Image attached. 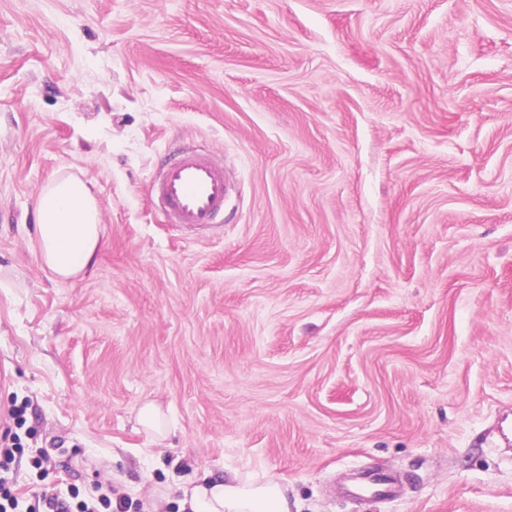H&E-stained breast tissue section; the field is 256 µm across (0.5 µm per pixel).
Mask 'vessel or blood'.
I'll return each instance as SVG.
<instances>
[{"label": "vessel or blood", "mask_w": 512, "mask_h": 512, "mask_svg": "<svg viewBox=\"0 0 512 512\" xmlns=\"http://www.w3.org/2000/svg\"><path fill=\"white\" fill-rule=\"evenodd\" d=\"M229 191L223 164L213 154L193 150L174 154L151 185V195L167 222L191 226L221 223ZM394 489L392 479L370 476L356 481L350 492L355 496L386 497Z\"/></svg>", "instance_id": "obj_1"}]
</instances>
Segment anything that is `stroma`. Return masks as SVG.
<instances>
[{
    "label": "stroma",
    "mask_w": 512,
    "mask_h": 512,
    "mask_svg": "<svg viewBox=\"0 0 512 512\" xmlns=\"http://www.w3.org/2000/svg\"><path fill=\"white\" fill-rule=\"evenodd\" d=\"M180 146L232 176L214 228L152 206ZM62 175L102 224L71 280ZM1 432L24 505L257 472L298 512H512V0H0ZM361 469L399 495L338 497ZM35 219L43 264L63 279L86 272L101 238L97 202L87 184L76 176L47 184L38 193ZM138 423L156 439H162L168 432L166 415L162 408L148 401L141 405L137 415Z\"/></svg>",
    "instance_id": "35a3bbf8"
}]
</instances>
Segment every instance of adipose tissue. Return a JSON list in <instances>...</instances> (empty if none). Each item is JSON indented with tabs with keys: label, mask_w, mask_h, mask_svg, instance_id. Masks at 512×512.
<instances>
[{
	"label": "adipose tissue",
	"mask_w": 512,
	"mask_h": 512,
	"mask_svg": "<svg viewBox=\"0 0 512 512\" xmlns=\"http://www.w3.org/2000/svg\"><path fill=\"white\" fill-rule=\"evenodd\" d=\"M37 244L43 264L57 277L81 275L91 266L101 238L96 199L75 176L58 178L38 194ZM183 512H289L282 485L258 477L203 479L184 489Z\"/></svg>",
	"instance_id": "obj_1"
}]
</instances>
